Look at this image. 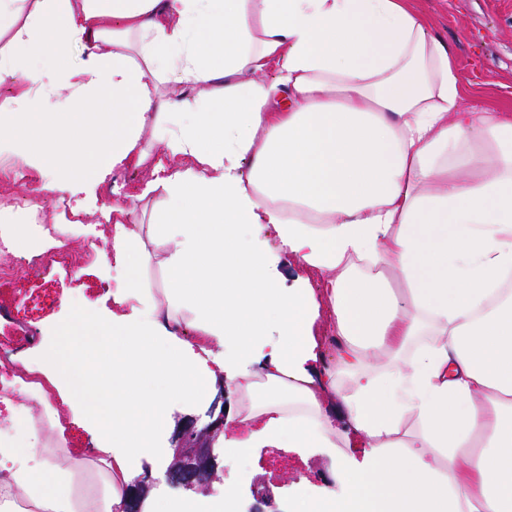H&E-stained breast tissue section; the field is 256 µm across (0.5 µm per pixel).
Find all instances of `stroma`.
<instances>
[{
    "instance_id": "35a3bbf8",
    "label": "stroma",
    "mask_w": 512,
    "mask_h": 512,
    "mask_svg": "<svg viewBox=\"0 0 512 512\" xmlns=\"http://www.w3.org/2000/svg\"><path fill=\"white\" fill-rule=\"evenodd\" d=\"M415 6L453 48L467 81L468 94L483 107L512 111V0H415ZM146 175L144 168L132 166L115 181L95 189L80 230L68 234L70 251L91 253L78 266L39 274L25 260L26 254L36 251L35 240L9 243L15 268L11 284L0 288V305L6 310L0 316V344L18 339L16 323L26 324L29 331L28 339L22 340V350L14 356L16 373L35 371V364L27 360L29 349L56 335L75 312L97 319L111 314L112 291L126 283L128 272L110 256L112 235L108 225L101 222V212L111 208L113 201H128ZM49 399L61 414L64 434L48 429L36 435L27 432V416L39 415L42 409L21 394L16 403L25 408L26 414L12 418L16 435L24 444L52 448L65 444L80 449L86 461L76 468L78 482L100 488L101 476L92 462L95 446L92 426L72 424V411L61 404L57 393H50ZM218 462L223 478L211 483L209 496H223L229 487L245 508L253 503L252 488L258 485L271 493L262 505L263 512H289L299 476L324 484L332 482L336 469L334 459L322 454L312 458L308 469L300 472L293 469L288 458L269 448H254L239 456L223 454Z\"/></svg>"
}]
</instances>
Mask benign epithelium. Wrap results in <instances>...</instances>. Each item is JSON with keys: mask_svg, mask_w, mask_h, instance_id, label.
<instances>
[{"mask_svg": "<svg viewBox=\"0 0 512 512\" xmlns=\"http://www.w3.org/2000/svg\"><path fill=\"white\" fill-rule=\"evenodd\" d=\"M220 400H224V395L217 397V402L213 403L208 412L210 422L200 428L196 422H190L174 445L172 460L166 471L171 484L198 492L208 489L212 480L217 478L218 462L214 454V443L224 430L225 417L224 408L218 407ZM150 487L147 474L132 481L126 491V512H140Z\"/></svg>", "mask_w": 512, "mask_h": 512, "instance_id": "7a95c632", "label": "benign epithelium"}]
</instances>
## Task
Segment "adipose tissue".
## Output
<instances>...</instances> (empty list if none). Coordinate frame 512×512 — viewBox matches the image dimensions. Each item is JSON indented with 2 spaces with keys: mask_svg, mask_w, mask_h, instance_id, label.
I'll list each match as a JSON object with an SVG mask.
<instances>
[{
  "mask_svg": "<svg viewBox=\"0 0 512 512\" xmlns=\"http://www.w3.org/2000/svg\"><path fill=\"white\" fill-rule=\"evenodd\" d=\"M20 76L0 156L72 196L148 165L154 219L104 211L130 274L112 317L38 353L96 430L104 494L0 447V512H122L170 402L219 379L226 452L344 449L340 486L300 480L291 512H512V113L468 101L410 0H0V81ZM288 258L321 289L285 287ZM143 240L146 250L150 253L152 258L142 269V288H147L153 295L162 298L164 288H166V271L159 263L158 255L163 253L164 248L153 242L147 236L143 237Z\"/></svg>",
  "mask_w": 512,
  "mask_h": 512,
  "instance_id": "adipose-tissue-1",
  "label": "adipose tissue"
}]
</instances>
